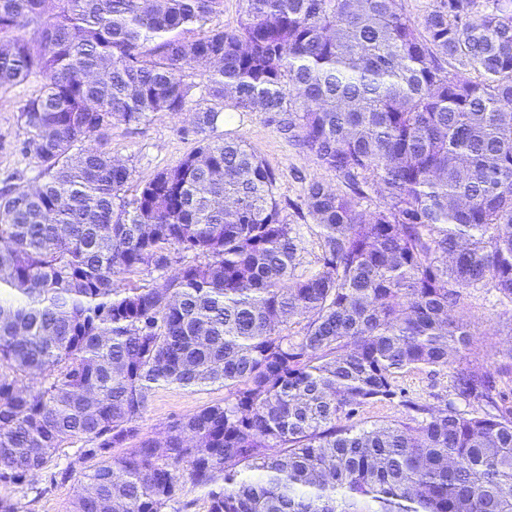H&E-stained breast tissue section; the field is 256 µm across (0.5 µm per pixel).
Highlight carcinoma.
I'll use <instances>...</instances> for the list:
<instances>
[{
    "mask_svg": "<svg viewBox=\"0 0 512 512\" xmlns=\"http://www.w3.org/2000/svg\"><path fill=\"white\" fill-rule=\"evenodd\" d=\"M245 2L226 32L224 0H0V92L39 82L35 185L0 187V488L78 439L72 512H167L187 482L208 512H512V348L461 364L464 290L512 302V0H446L424 36L398 0ZM189 106L198 146L127 195L112 126ZM226 107L275 113L347 188L306 190L315 272ZM422 367L477 409L352 423ZM162 384L227 395L159 441ZM244 9V0H224V12L216 15L212 24L224 27V31L235 30L240 24Z\"/></svg>",
    "mask_w": 512,
    "mask_h": 512,
    "instance_id": "carcinoma-1",
    "label": "carcinoma"
}]
</instances>
